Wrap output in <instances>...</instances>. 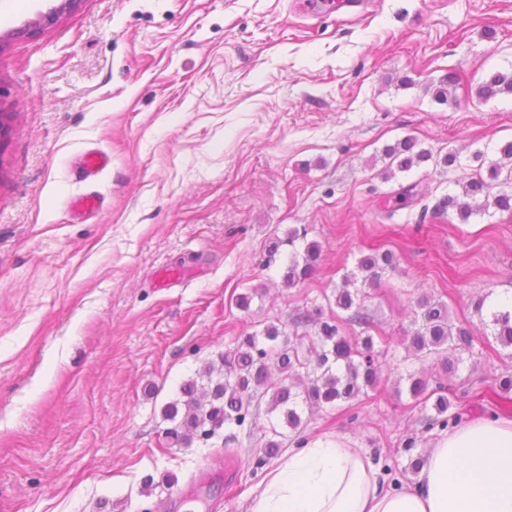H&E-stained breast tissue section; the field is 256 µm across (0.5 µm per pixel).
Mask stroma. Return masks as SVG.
Wrapping results in <instances>:
<instances>
[{
  "mask_svg": "<svg viewBox=\"0 0 512 512\" xmlns=\"http://www.w3.org/2000/svg\"><path fill=\"white\" fill-rule=\"evenodd\" d=\"M299 2L0 0V512H179L185 495L247 512L268 416L182 447L162 409L242 332L335 316L378 248L398 269L364 310L391 368L357 421L324 409L305 440L347 436L412 481L402 442L423 453L436 433L395 366L422 296L475 338L454 409L478 417L476 388L512 371L472 306L512 293V215L435 209L476 151L512 141V95L476 96L512 70V0ZM407 137L456 163L386 176L383 148ZM98 149L111 167L84 179ZM91 190L101 208L73 216ZM291 229L321 256L288 288L292 248L269 245Z\"/></svg>",
  "mask_w": 512,
  "mask_h": 512,
  "instance_id": "35a3bbf8",
  "label": "stroma"
}]
</instances>
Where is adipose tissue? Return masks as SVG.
Wrapping results in <instances>:
<instances>
[{"instance_id": "obj_1", "label": "adipose tissue", "mask_w": 512, "mask_h": 512, "mask_svg": "<svg viewBox=\"0 0 512 512\" xmlns=\"http://www.w3.org/2000/svg\"><path fill=\"white\" fill-rule=\"evenodd\" d=\"M248 512H512V417L439 433L396 487L347 436L315 439L268 470Z\"/></svg>"}]
</instances>
